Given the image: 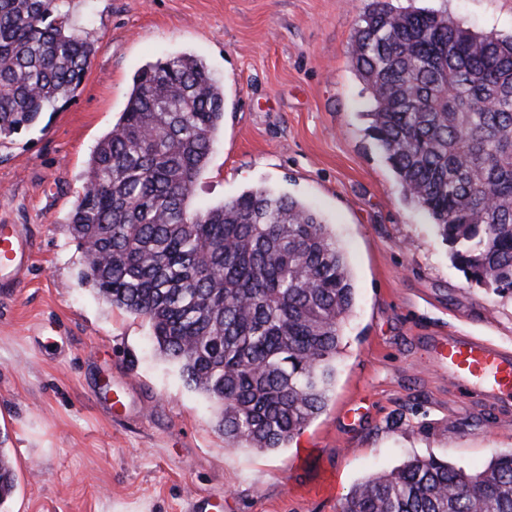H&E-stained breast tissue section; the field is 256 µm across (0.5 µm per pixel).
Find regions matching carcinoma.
Returning a JSON list of instances; mask_svg holds the SVG:
<instances>
[{"mask_svg":"<svg viewBox=\"0 0 512 512\" xmlns=\"http://www.w3.org/2000/svg\"><path fill=\"white\" fill-rule=\"evenodd\" d=\"M93 52L60 0H0V138L69 98ZM351 63L405 198L467 281L512 296V37L371 0ZM223 120L201 59L141 70L69 223L84 279L148 322L184 384L213 402L224 439L270 451L324 411L355 288L332 229L298 199L256 186L191 207ZM16 486L0 448V504ZM341 512H512V453L481 471L413 456L354 485Z\"/></svg>","mask_w":512,"mask_h":512,"instance_id":"cac0c4a2","label":"carcinoma"}]
</instances>
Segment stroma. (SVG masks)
Instances as JSON below:
<instances>
[{
    "instance_id": "35a3bbf8",
    "label": "stroma",
    "mask_w": 512,
    "mask_h": 512,
    "mask_svg": "<svg viewBox=\"0 0 512 512\" xmlns=\"http://www.w3.org/2000/svg\"><path fill=\"white\" fill-rule=\"evenodd\" d=\"M370 0H63L94 53L57 111L0 145V224L35 242L0 290V447L18 486L0 512H340L343 494L412 456L479 471L512 453V412L458 397L434 336L512 348V299L466 281L430 215L370 137L350 61ZM512 35V0H392ZM191 54L224 88V124L193 192L204 208L266 185L325 218L351 269L325 410L288 447L236 448L209 400L156 351L145 320L82 281L69 231L90 155L144 66ZM122 390L124 410L110 408Z\"/></svg>"
}]
</instances>
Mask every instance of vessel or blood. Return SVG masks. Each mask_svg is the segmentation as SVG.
Masks as SVG:
<instances>
[{
    "label": "vessel or blood",
    "instance_id": "1",
    "mask_svg": "<svg viewBox=\"0 0 512 512\" xmlns=\"http://www.w3.org/2000/svg\"><path fill=\"white\" fill-rule=\"evenodd\" d=\"M33 243L11 224L0 225V288L21 287L32 265ZM433 358L457 392L496 409L512 401V350L473 336L437 338Z\"/></svg>",
    "mask_w": 512,
    "mask_h": 512
}]
</instances>
